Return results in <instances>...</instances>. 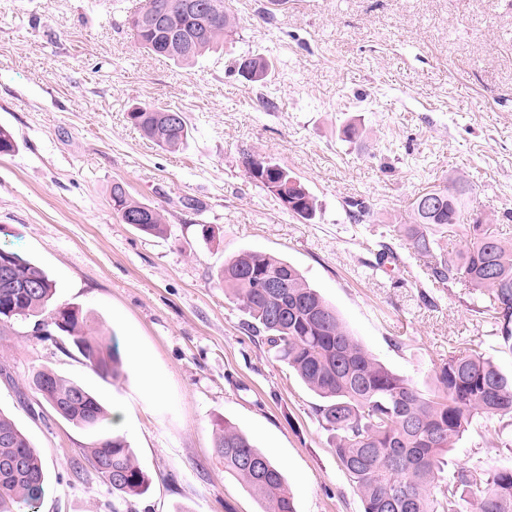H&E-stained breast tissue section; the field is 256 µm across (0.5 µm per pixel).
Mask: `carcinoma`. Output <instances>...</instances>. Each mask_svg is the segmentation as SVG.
Returning <instances> with one entry per match:
<instances>
[{"label": "carcinoma", "instance_id": "obj_1", "mask_svg": "<svg viewBox=\"0 0 512 512\" xmlns=\"http://www.w3.org/2000/svg\"><path fill=\"white\" fill-rule=\"evenodd\" d=\"M183 0H145L127 24L138 45L158 55L167 34L185 42L181 53L166 55L177 65L191 66L223 46L235 33L234 18L224 0H204L205 11L181 9ZM164 10L165 32L141 29L134 17ZM271 62L261 56L239 61V71L263 81ZM166 107H135L132 126L156 145L179 148L189 135L187 117L173 127ZM469 184L456 177L428 190L412 202V223L395 224L391 232L426 259L433 287L462 284L485 297L486 313L503 343L512 349V243L491 225L462 209ZM293 214L315 217L316 198L303 183L295 191ZM112 210L119 218L143 213L134 225L144 234L166 233L162 211L133 199L121 182L112 183ZM466 227L464 247L453 253L440 235ZM266 280L281 288H263ZM216 284L247 316V327L261 337L279 361L288 365L319 399L315 407L321 426L334 434L336 460L356 488L363 512H512V468L461 466L448 473L443 457L479 417L512 415V375L501 371L482 344L452 353L435 370L434 389L423 392L392 372L349 332L336 309L285 260L243 251L224 261ZM55 285L36 264L10 253L0 268V327L33 321L42 339L53 344L65 338L89 366L106 377L119 360L91 325V315L74 305H53ZM29 387L40 403L59 418L92 431L86 457L101 480L123 501L146 494L150 477L120 435L100 430L106 409L85 386L48 367L35 370ZM215 454L224 471L236 478L263 505V512H296L281 469L230 422L215 423ZM47 474L39 451L0 411V512H38L46 492ZM479 498L469 502L473 490Z\"/></svg>", "mask_w": 512, "mask_h": 512}]
</instances>
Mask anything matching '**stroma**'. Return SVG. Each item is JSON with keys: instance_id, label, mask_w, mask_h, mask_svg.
<instances>
[{"instance_id": "1", "label": "stroma", "mask_w": 512, "mask_h": 512, "mask_svg": "<svg viewBox=\"0 0 512 512\" xmlns=\"http://www.w3.org/2000/svg\"><path fill=\"white\" fill-rule=\"evenodd\" d=\"M143 3L0 0V125L18 144L0 156V248L41 267L55 303L93 313L121 359L104 379L34 325L0 336V411L47 472L39 512H261L215 456L219 419L280 465L296 512H363L318 397L245 329L214 277L244 250L288 261L379 362L424 391L437 360L474 341L511 374L480 294L432 288L423 258L396 239L397 264H380L377 243L410 223L419 193L456 176L472 188L466 211L499 216L512 240V0H230L237 35L191 68L138 47L125 19ZM246 54L272 61L264 82L239 73ZM134 106L184 112L187 142L170 152L143 138L127 120ZM251 153L307 186L313 220L252 182ZM116 180L163 210L167 236L122 223L109 204ZM42 366L104 402L148 493L113 498L84 464L91 432L20 403ZM464 464L511 468L512 416L476 419L445 458L449 470Z\"/></svg>"}]
</instances>
